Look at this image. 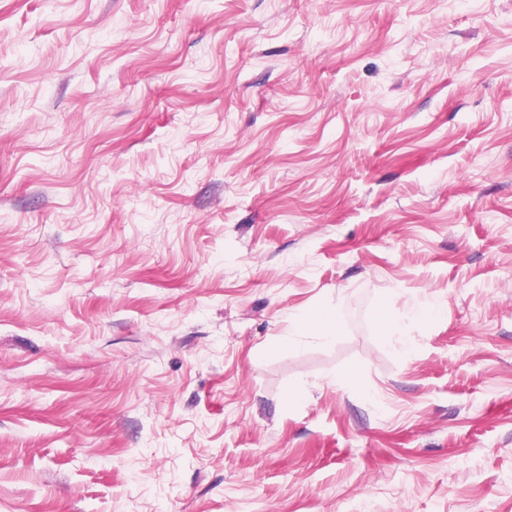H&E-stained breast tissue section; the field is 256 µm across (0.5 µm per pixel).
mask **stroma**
<instances>
[{"instance_id":"1","label":"stroma","mask_w":512,"mask_h":512,"mask_svg":"<svg viewBox=\"0 0 512 512\" xmlns=\"http://www.w3.org/2000/svg\"><path fill=\"white\" fill-rule=\"evenodd\" d=\"M0 512H512V0H0ZM297 332L299 335H314L320 340L330 341L334 337L333 318L326 316L311 320L302 317L298 321Z\"/></svg>"}]
</instances>
